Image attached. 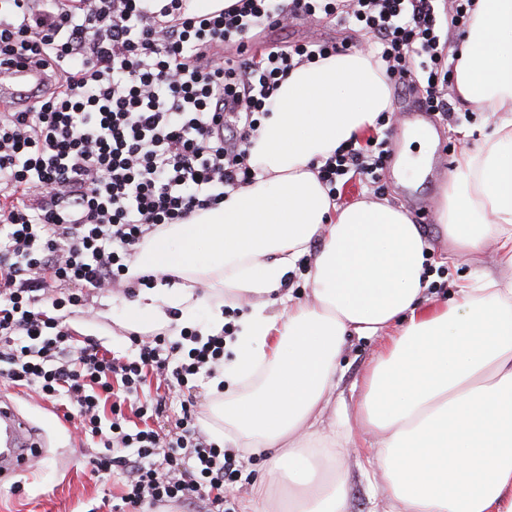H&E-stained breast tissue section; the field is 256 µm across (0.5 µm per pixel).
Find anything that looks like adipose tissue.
Wrapping results in <instances>:
<instances>
[{
  "instance_id": "obj_1",
  "label": "adipose tissue",
  "mask_w": 512,
  "mask_h": 512,
  "mask_svg": "<svg viewBox=\"0 0 512 512\" xmlns=\"http://www.w3.org/2000/svg\"><path fill=\"white\" fill-rule=\"evenodd\" d=\"M457 88L499 120L456 160L440 213L442 262L495 242L512 266V0H476ZM380 67L361 52L296 67L250 147L255 179L188 223L154 233L142 269L176 276L184 308L197 282L253 312L234 343L230 383L210 410L243 455H264L249 512H347L350 449L374 464L394 512H512V277L484 273L450 301L427 295L432 245L385 202L341 208L318 168L370 134L390 107ZM310 298L267 313L271 295L313 241ZM382 336L340 432L311 425L336 385L352 337Z\"/></svg>"
}]
</instances>
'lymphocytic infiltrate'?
<instances>
[{"instance_id": "f902f5d3", "label": "lymphocytic infiltrate", "mask_w": 512, "mask_h": 512, "mask_svg": "<svg viewBox=\"0 0 512 512\" xmlns=\"http://www.w3.org/2000/svg\"><path fill=\"white\" fill-rule=\"evenodd\" d=\"M188 0H0V64L46 69L56 90L31 109L0 110V380L50 401L98 447L97 477L125 475L112 512H236L238 455L209 441L192 400L175 431L140 426L168 396L224 363L221 332L189 327L131 334L116 355L69 319L89 300L157 279L129 271L152 234L223 203L252 182L249 147L288 71L349 51L313 37L248 55L257 32L293 19L337 20L401 91L450 118L448 31L472 21L475 0H235L216 12ZM385 142L340 145L318 174L339 197L345 175L381 194ZM164 390L144 392L148 376Z\"/></svg>"}]
</instances>
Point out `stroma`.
Instances as JSON below:
<instances>
[{"mask_svg":"<svg viewBox=\"0 0 512 512\" xmlns=\"http://www.w3.org/2000/svg\"><path fill=\"white\" fill-rule=\"evenodd\" d=\"M496 119V114L485 109L464 101L457 103L452 121L445 125V136L431 139L428 145L432 153L431 169L419 188L400 184L393 169L381 171L380 182L386 188V201L403 208L413 218L423 206L439 211L448 176L454 170L460 151L479 141ZM489 271L505 276L512 274V268L504 266L492 243L479 254L448 266H437L434 286L428 294L437 300L451 298L455 288L470 284L478 275ZM156 294L163 299L162 310L168 318L162 330L173 340L178 339L182 327L197 329L206 324L214 309L213 302L209 301L197 306L192 314L178 316L173 304L176 288L169 285L157 289ZM128 304V298L121 294L93 298L91 317H76L72 326L79 334L97 337L105 346L129 347ZM380 345L376 337L348 340L341 355L336 387L317 425L319 432H329L343 405L358 398L363 377ZM0 393L18 404L46 442L39 466L18 476L14 482L0 486V512H112L115 497L124 490L121 477L101 482L92 475L89 459L94 454L93 448L73 440L60 426L58 416L48 403L5 382H0ZM344 466L349 472L348 512H384L386 504L380 498L375 478L368 472L365 456L350 455Z\"/></svg>","mask_w":512,"mask_h":512,"instance_id":"stroma-1","label":"stroma"}]
</instances>
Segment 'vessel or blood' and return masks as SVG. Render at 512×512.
Listing matches in <instances>:
<instances>
[{
    "instance_id": "vessel-or-blood-1",
    "label": "vessel or blood",
    "mask_w": 512,
    "mask_h": 512,
    "mask_svg": "<svg viewBox=\"0 0 512 512\" xmlns=\"http://www.w3.org/2000/svg\"><path fill=\"white\" fill-rule=\"evenodd\" d=\"M45 84L43 75L23 66L0 71V108L32 103ZM43 445L37 429L14 401L0 397V486L29 467Z\"/></svg>"
}]
</instances>
